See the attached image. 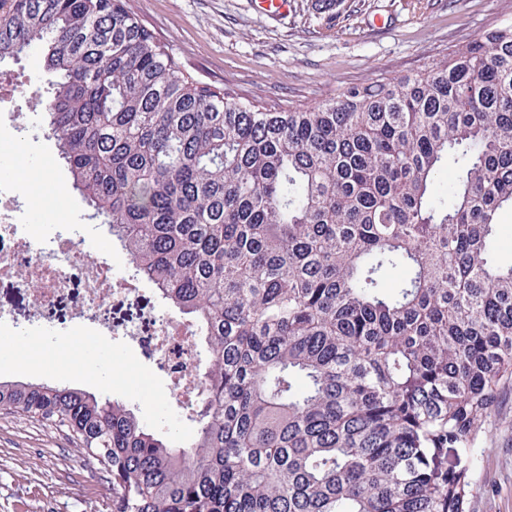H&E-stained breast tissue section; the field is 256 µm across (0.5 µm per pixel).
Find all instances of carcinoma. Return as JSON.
Listing matches in <instances>:
<instances>
[{
    "instance_id": "obj_1",
    "label": "carcinoma",
    "mask_w": 512,
    "mask_h": 512,
    "mask_svg": "<svg viewBox=\"0 0 512 512\" xmlns=\"http://www.w3.org/2000/svg\"><path fill=\"white\" fill-rule=\"evenodd\" d=\"M34 50L73 188L206 361L181 445L79 388L0 380V411L67 430L112 512H467L460 458L512 378V25L274 111L117 0H0V60ZM493 259L501 265L512 264V211L503 210L499 217Z\"/></svg>"
}]
</instances>
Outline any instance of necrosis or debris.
<instances>
[{
  "mask_svg": "<svg viewBox=\"0 0 512 512\" xmlns=\"http://www.w3.org/2000/svg\"><path fill=\"white\" fill-rule=\"evenodd\" d=\"M18 198L17 183L0 184V239L15 238L28 262L18 266L14 254L0 250V275L17 277L20 287H33L36 302L43 304L64 294L70 286V268L84 264L85 293L76 313L82 323L92 321L96 308L108 297L127 292L125 276L112 265L86 262L77 233L50 238L31 233L21 222ZM195 336V329L187 323L172 318L159 323L160 361L173 378L170 396L183 403L196 401L200 393L201 376L189 365Z\"/></svg>",
  "mask_w": 512,
  "mask_h": 512,
  "instance_id": "4bbe7bcc",
  "label": "necrosis or debris"
}]
</instances>
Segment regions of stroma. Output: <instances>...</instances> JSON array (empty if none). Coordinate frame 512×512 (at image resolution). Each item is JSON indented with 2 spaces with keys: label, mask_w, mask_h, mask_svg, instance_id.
Listing matches in <instances>:
<instances>
[{
  "label": "stroma",
  "mask_w": 512,
  "mask_h": 512,
  "mask_svg": "<svg viewBox=\"0 0 512 512\" xmlns=\"http://www.w3.org/2000/svg\"><path fill=\"white\" fill-rule=\"evenodd\" d=\"M195 82L267 109L310 108L350 86L391 80L439 64L458 45L503 24L512 0H292L287 14L258 13L252 0H122ZM39 55L0 61V168L25 166L64 189L53 197L25 196L22 222L54 234L81 227L88 259L124 268L127 256L102 219L89 216L70 187L66 165L44 131L38 100L48 88L36 71ZM81 279L49 308H36L30 290L0 278V359L30 357L26 380L103 392L125 401L150 430L183 443L196 424L191 409L170 401L171 381L156 364L155 322L175 316L149 283L96 311V326L74 328ZM136 338L123 336L125 328ZM90 359L96 381L78 366ZM470 512H512V386L472 450ZM112 485L97 461L64 431L0 413V512H110Z\"/></svg>",
  "instance_id": "35a3bbf8"
}]
</instances>
